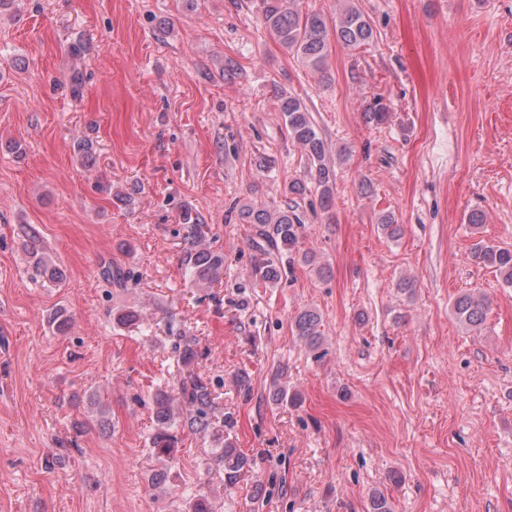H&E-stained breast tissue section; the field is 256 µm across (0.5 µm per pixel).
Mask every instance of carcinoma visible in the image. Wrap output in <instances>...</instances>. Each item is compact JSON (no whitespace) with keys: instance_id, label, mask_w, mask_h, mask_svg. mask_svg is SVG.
Here are the masks:
<instances>
[{"instance_id":"cac0c4a2","label":"carcinoma","mask_w":512,"mask_h":512,"mask_svg":"<svg viewBox=\"0 0 512 512\" xmlns=\"http://www.w3.org/2000/svg\"><path fill=\"white\" fill-rule=\"evenodd\" d=\"M345 6L328 20L317 12L304 13L298 8L299 0H261L262 14L266 26L278 42L292 55L300 59L306 67L323 73L329 55L330 35L346 47H358L372 37V28L363 13L352 0H344ZM279 110L285 119L288 137L300 146L314 168V180L320 188L323 206H328L334 183V169L326 156V146L318 127L303 102L281 92ZM290 194L285 207L270 209L263 203L243 204L237 215L244 224L258 226L257 239L253 240L255 263L253 276L266 284L278 282L284 271L280 259L293 255L299 240V229L303 220L298 211L297 198L306 194V184L296 181L288 185ZM180 220L186 230L185 263L190 276L196 282L213 284L224 273V253L201 244L204 237L202 224L192 210L185 208ZM26 244L33 259L36 272L51 281L59 279V272L51 258L39 246L35 234H28ZM473 257L483 265L491 267L501 277L503 283L512 287V248L501 247L491 241L478 240L473 247ZM103 278L118 286H125L130 280L129 272L110 264L102 267ZM489 303L482 297L461 293L453 301L456 320L465 328L475 329L484 324ZM320 314L313 309L301 311L294 320V332L311 350L321 346ZM178 349L184 369L177 383L168 392L160 390L152 395L155 406L156 429L151 437L155 456L169 459L176 448L177 439L171 429L176 424L173 403L180 401L187 407L186 419L181 427L194 434H202L209 428L207 409L211 404L209 384L191 368L197 357L196 342L186 336L178 337ZM216 470L224 475L227 486L236 484L241 473L252 466L242 450L224 446L213 459Z\"/></svg>"}]
</instances>
